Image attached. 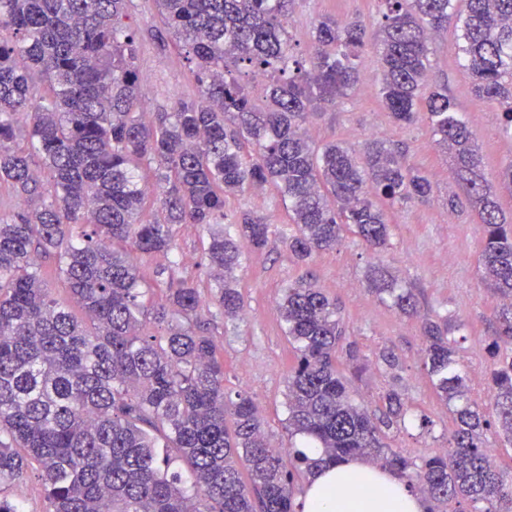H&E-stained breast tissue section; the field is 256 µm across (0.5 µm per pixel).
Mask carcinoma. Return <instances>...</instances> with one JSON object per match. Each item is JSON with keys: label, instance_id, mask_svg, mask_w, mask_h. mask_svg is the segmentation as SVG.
<instances>
[{"label": "carcinoma", "instance_id": "cac0c4a2", "mask_svg": "<svg viewBox=\"0 0 512 512\" xmlns=\"http://www.w3.org/2000/svg\"><path fill=\"white\" fill-rule=\"evenodd\" d=\"M289 2L157 0L155 37L175 38L200 96L146 124L139 31L125 22L134 0H0V187L16 201L0 219V484L36 462L46 512H303L299 478L352 456L393 469L429 512H448L450 502L512 512V484L485 453L489 431L512 444V354L498 351V339L512 340V224L448 91L423 92L433 34L447 30L474 94L499 105L512 132V0H379L372 44L362 22L328 16L313 27L307 57L288 32ZM368 46L394 122L427 119L451 154L484 228L478 263L508 300L496 311L482 409L455 367L461 324L446 314L423 323L424 367L438 396L460 405L448 449L419 464L385 442L406 419L396 390L382 396L378 418L356 402L336 352L345 348L355 374L362 355L343 343L336 304L310 279L289 283L279 305L294 353L283 450L268 444L254 398L224 388V362L196 326L202 280L172 261L168 281L155 284L164 298L149 310L152 286L136 262L169 253L176 224L207 228V290L224 318H237L244 296L234 271L272 234L260 219L228 220L224 197L247 186L270 185L288 200L295 230L285 244L302 263L348 231L374 252L387 247L384 205L425 201L429 179L389 141H369L359 156L315 143L306 129L359 81ZM244 69L267 76L262 102ZM35 152L51 171L45 189ZM150 200L158 214L143 220ZM36 254L54 259L84 319L52 295ZM368 281L402 313L416 312L412 289L383 267L370 266ZM149 314L163 334L148 331Z\"/></svg>", "mask_w": 512, "mask_h": 512}]
</instances>
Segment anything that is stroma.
Listing matches in <instances>:
<instances>
[{
	"mask_svg": "<svg viewBox=\"0 0 512 512\" xmlns=\"http://www.w3.org/2000/svg\"><path fill=\"white\" fill-rule=\"evenodd\" d=\"M379 10L378 0H292L288 31L298 53L305 56L312 50L310 30L322 16L362 21L372 37L381 19ZM129 23L140 33L137 67L144 88V114L152 115L179 100H197L199 91L191 64L172 43H161L152 34L160 25L156 0H135ZM434 48L428 86L447 88L475 134L483 158L482 171L490 185L496 186L500 168L512 161V134L502 128L500 108L483 102L472 92L469 79L457 64L452 35L445 31L435 34ZM309 133L316 143L339 141L355 151L375 134H382L403 152L411 167L430 179L433 193L425 202L389 208L392 238L385 250L370 251L358 236L348 233L335 249L306 263L298 262L284 243L292 228L288 204L277 191L269 186L248 187L229 196L224 210L230 220L262 219L271 224L272 235L268 247L246 255L236 272L245 299L240 316L225 320L214 297L208 294L199 322L224 360L226 390L253 396L270 444L287 447L285 392L293 350L278 304L288 282L312 276L317 286L335 299L347 335L363 356V369L352 381L357 402L372 416H379L382 395L394 389L413 414L427 417V427H395L388 434L393 450L410 459H420L447 447L454 428L453 414L435 393L423 365L425 341L421 326L426 319L448 312L462 323L457 368L466 378L471 402L481 407L489 402L490 343L496 331L497 303L478 268L484 229L470 204L449 210V195L460 194L461 189L452 161L447 152L436 146L427 121L399 126L383 107L378 65L372 53L363 55L361 79L348 97L318 112ZM173 231L170 255L142 256L137 260L140 273L148 282L160 279L171 258L182 259L191 267L202 258L206 229L178 224ZM374 263L386 267L403 287L413 290L416 314H402L389 300L369 289L365 274ZM385 351L396 355L397 370H389L381 363L379 356ZM0 495L18 502L23 512H45L38 466H31L22 477L1 487Z\"/></svg>",
	"mask_w": 512,
	"mask_h": 512,
	"instance_id": "1",
	"label": "stroma"
}]
</instances>
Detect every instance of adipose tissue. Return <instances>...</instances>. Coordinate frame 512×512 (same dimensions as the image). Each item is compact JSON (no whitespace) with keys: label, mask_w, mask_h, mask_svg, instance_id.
<instances>
[{"label":"adipose tissue","mask_w":512,"mask_h":512,"mask_svg":"<svg viewBox=\"0 0 512 512\" xmlns=\"http://www.w3.org/2000/svg\"><path fill=\"white\" fill-rule=\"evenodd\" d=\"M303 512H427L420 495L389 469L357 457L314 470Z\"/></svg>","instance_id":"ef3b65f1"}]
</instances>
